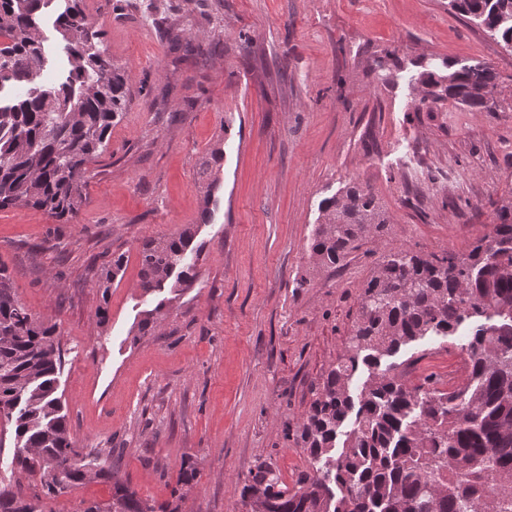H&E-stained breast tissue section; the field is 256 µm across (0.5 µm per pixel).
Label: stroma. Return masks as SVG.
<instances>
[{"label":"stroma","instance_id":"35a3bbf8","mask_svg":"<svg viewBox=\"0 0 512 512\" xmlns=\"http://www.w3.org/2000/svg\"><path fill=\"white\" fill-rule=\"evenodd\" d=\"M152 3L84 0L130 102L89 165L76 221L0 210V267L34 314L61 324L58 386L79 446L113 449V471L156 503L242 512L258 462L289 486L306 469L285 429L342 354L378 262L401 248L465 250L512 202V50L448 0ZM170 27L194 57L171 54ZM447 62L497 73L488 110L420 105L415 77ZM219 140L206 205L198 172ZM351 182L389 224L340 266L312 268L321 203ZM188 226L204 246L192 288L144 292L142 240ZM118 254L123 271L101 292ZM158 306L161 326L140 335ZM468 333L393 361L411 385L462 384Z\"/></svg>","mask_w":512,"mask_h":512}]
</instances>
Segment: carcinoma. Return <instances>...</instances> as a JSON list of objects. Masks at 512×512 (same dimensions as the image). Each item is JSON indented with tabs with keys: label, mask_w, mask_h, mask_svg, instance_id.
Masks as SVG:
<instances>
[{
	"label": "carcinoma",
	"mask_w": 512,
	"mask_h": 512,
	"mask_svg": "<svg viewBox=\"0 0 512 512\" xmlns=\"http://www.w3.org/2000/svg\"><path fill=\"white\" fill-rule=\"evenodd\" d=\"M53 2L0 0V89L25 86L0 103V209L30 207L69 223L84 203L89 163L105 152L112 123L127 109L129 77L112 64L82 0H66L54 27L67 75L44 85L40 19ZM448 5L512 48V0ZM445 68L415 78L419 103L487 108L483 93L497 87L490 67ZM223 159L220 141L201 162L206 203ZM321 211L310 244L319 266L340 264L388 224L375 198L355 184L325 199ZM499 219L465 253L406 248L383 258L361 286L344 353L292 430L308 467L290 488L260 463L244 480L241 503L259 495L262 512H512V207L500 208ZM202 248L190 228L145 240L140 288L192 287ZM122 270L123 257L112 258L99 287L109 288ZM162 317L160 303L139 333L155 330ZM465 323L472 329L462 385L445 391L427 378L412 388L389 361L408 346L454 336ZM60 336V324L32 313L0 268V413L14 428L12 469L36 487L26 495L1 486L0 512H45L44 501L97 480L112 485V497L84 512H180L181 498L157 507L117 479L101 461L114 449L77 446L58 395Z\"/></svg>",
	"instance_id": "cac0c4a2"
}]
</instances>
